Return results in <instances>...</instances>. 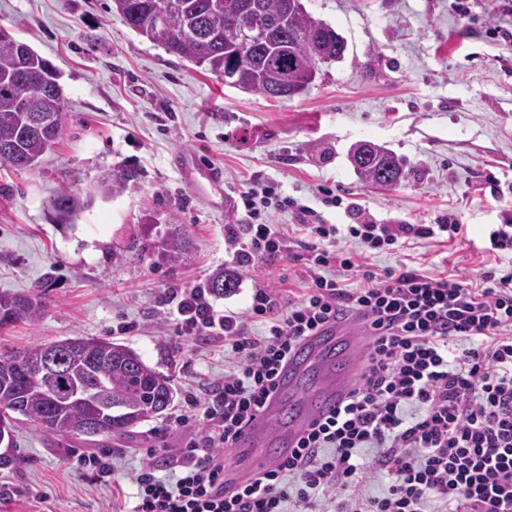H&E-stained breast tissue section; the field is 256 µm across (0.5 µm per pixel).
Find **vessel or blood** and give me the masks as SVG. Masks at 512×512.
Wrapping results in <instances>:
<instances>
[{
	"instance_id": "vessel-or-blood-1",
	"label": "vessel or blood",
	"mask_w": 512,
	"mask_h": 512,
	"mask_svg": "<svg viewBox=\"0 0 512 512\" xmlns=\"http://www.w3.org/2000/svg\"><path fill=\"white\" fill-rule=\"evenodd\" d=\"M361 334L358 322L346 320L325 325L299 344L277 379L274 395L237 443L245 466L236 481L274 468L315 421L344 403L358 372Z\"/></svg>"
}]
</instances>
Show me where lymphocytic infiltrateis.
<instances>
[{
	"mask_svg": "<svg viewBox=\"0 0 512 512\" xmlns=\"http://www.w3.org/2000/svg\"><path fill=\"white\" fill-rule=\"evenodd\" d=\"M239 199L248 222L225 236L234 260L282 255L285 238L267 217L291 210L307 239V283L291 300L253 288L240 314L216 309L205 289H170L175 336L223 338L232 368L177 416L193 434L176 454L151 448L166 465L140 469L128 512H512V270L483 272L475 286L455 273L359 262V252L395 251L406 239L460 237L462 225L446 216L333 224L273 182ZM350 317L372 341L347 401L275 469L227 486L223 451L261 412L296 345ZM366 448L387 483L377 495L364 489Z\"/></svg>",
	"mask_w": 512,
	"mask_h": 512,
	"instance_id": "f902f5d3",
	"label": "lymphocytic infiltrate"
}]
</instances>
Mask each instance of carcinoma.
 <instances>
[{
    "mask_svg": "<svg viewBox=\"0 0 512 512\" xmlns=\"http://www.w3.org/2000/svg\"><path fill=\"white\" fill-rule=\"evenodd\" d=\"M226 0H178L167 20L156 23V0H112V10L137 34L220 80L232 73L241 89L265 95L280 91L292 98L302 94V81L319 65L343 59L345 39L331 26L313 18L303 0H232L238 11L230 15ZM275 24L262 44L240 51L241 21ZM55 66L23 42L0 31V151L5 164L27 170L64 131V111L56 87ZM45 123L34 126L36 116ZM350 161L359 176L378 186L396 189L407 177L403 161L392 151L371 142L355 145ZM138 173L125 167L112 173L111 191L121 192ZM62 221L74 220L77 203L67 191L54 200ZM158 248L171 260H187L189 236L178 224H167L159 239H147L143 251ZM239 274L228 268L215 273L207 288L215 295L238 288ZM41 294H1L0 330L35 322L48 307ZM55 347L66 364L64 375L50 380L36 370L42 352ZM107 384L112 411L95 418L77 391ZM173 379L147 365L129 346L97 336H76L33 344L0 353V444L11 448L19 423L35 427L55 439L74 436L87 441H110L135 433L174 402Z\"/></svg>",
    "mask_w": 512,
    "mask_h": 512,
    "instance_id": "carcinoma-1",
    "label": "carcinoma"
}]
</instances>
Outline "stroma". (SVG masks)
Segmentation results:
<instances>
[{
    "label": "stroma",
    "mask_w": 512,
    "mask_h": 512,
    "mask_svg": "<svg viewBox=\"0 0 512 512\" xmlns=\"http://www.w3.org/2000/svg\"><path fill=\"white\" fill-rule=\"evenodd\" d=\"M307 11L343 36L341 61L320 65L309 88L269 99L216 80L128 28L112 0H0V27L57 68L67 101L60 139L29 170L0 164V293H45L33 323L0 332V351L75 336L111 337L172 376V415L224 376V342L176 338L165 325V288L208 282L230 266L224 227L242 223L240 192L261 176L282 193L319 206L331 187L362 217L384 224H433L454 215L462 240L413 239L393 253L360 255L381 270L406 263L427 275L512 269L484 247L492 225L512 224V0H304ZM371 141L404 161L408 179L388 191L363 181L350 147ZM219 168L212 189L186 178L185 157ZM141 174L106 192L114 170ZM83 208L55 223L60 191ZM354 211V212H355ZM175 219L191 235L192 258L173 263L143 253L147 216ZM290 245L286 256L240 268V286L216 298L243 311L254 287L300 293L308 277L292 213L271 218ZM153 419L107 442L52 440L22 424L19 466L0 468V512H112L116 489L147 448L178 450L187 429ZM110 452L113 484L77 481L68 460Z\"/></svg>",
    "instance_id": "stroma-1"
}]
</instances>
